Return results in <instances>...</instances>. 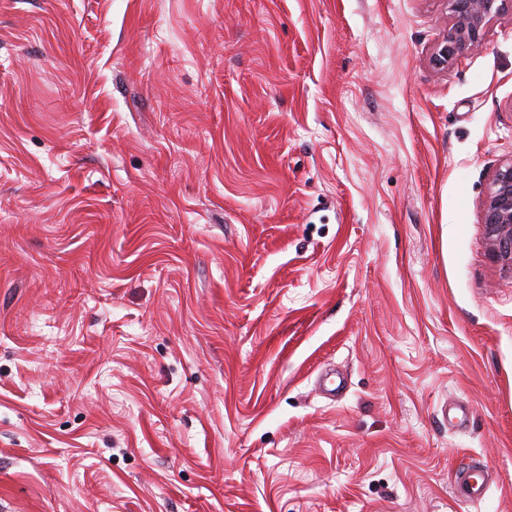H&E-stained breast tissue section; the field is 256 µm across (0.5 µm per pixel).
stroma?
<instances>
[{
	"instance_id": "stroma-1",
	"label": "stroma",
	"mask_w": 512,
	"mask_h": 512,
	"mask_svg": "<svg viewBox=\"0 0 512 512\" xmlns=\"http://www.w3.org/2000/svg\"><path fill=\"white\" fill-rule=\"evenodd\" d=\"M447 26L0 0V512H512V14ZM511 0H448V29L432 62L445 68L460 54L483 48L491 22L506 11ZM481 224L489 254L496 261L512 265V159L501 163L491 176ZM492 482L490 470L482 466L458 469L452 476V484L464 497L471 500H482L486 497Z\"/></svg>"
}]
</instances>
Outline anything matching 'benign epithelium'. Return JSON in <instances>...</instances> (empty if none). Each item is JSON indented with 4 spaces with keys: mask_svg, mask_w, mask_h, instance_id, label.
<instances>
[{
    "mask_svg": "<svg viewBox=\"0 0 512 512\" xmlns=\"http://www.w3.org/2000/svg\"><path fill=\"white\" fill-rule=\"evenodd\" d=\"M512 9V0H448V29L437 45L432 62L445 68L460 54L483 48L491 22ZM489 254L512 265V159L501 163L491 176L482 204Z\"/></svg>",
    "mask_w": 512,
    "mask_h": 512,
    "instance_id": "1",
    "label": "benign epithelium"
}]
</instances>
